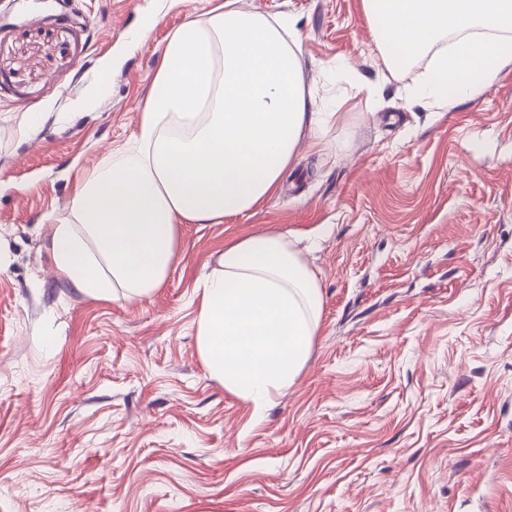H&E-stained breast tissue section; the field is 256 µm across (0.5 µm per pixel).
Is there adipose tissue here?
<instances>
[{
	"instance_id": "obj_1",
	"label": "adipose tissue",
	"mask_w": 512,
	"mask_h": 512,
	"mask_svg": "<svg viewBox=\"0 0 512 512\" xmlns=\"http://www.w3.org/2000/svg\"><path fill=\"white\" fill-rule=\"evenodd\" d=\"M390 72L428 58L409 98L472 99L512 65V0H362ZM292 17L237 0L180 26L153 78L138 146L108 154L55 225L56 270L99 300L149 296L165 281L181 224H220L274 195L303 136L332 115L305 82ZM184 128L165 130V120ZM197 319L211 376L254 402L288 390L307 362L323 303L295 242L256 234L225 246Z\"/></svg>"
}]
</instances>
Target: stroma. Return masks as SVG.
Returning <instances> with one entry per match:
<instances>
[{
	"label": "stroma",
	"mask_w": 512,
	"mask_h": 512,
	"mask_svg": "<svg viewBox=\"0 0 512 512\" xmlns=\"http://www.w3.org/2000/svg\"><path fill=\"white\" fill-rule=\"evenodd\" d=\"M221 2L0 0V512H512V66L414 104L427 59L389 72L361 0H238L294 18L338 114L322 143L250 214L179 225L147 298L56 274L54 224L135 143L171 33ZM259 232L323 294L262 404L211 377L195 325L225 244Z\"/></svg>",
	"instance_id": "1"
}]
</instances>
